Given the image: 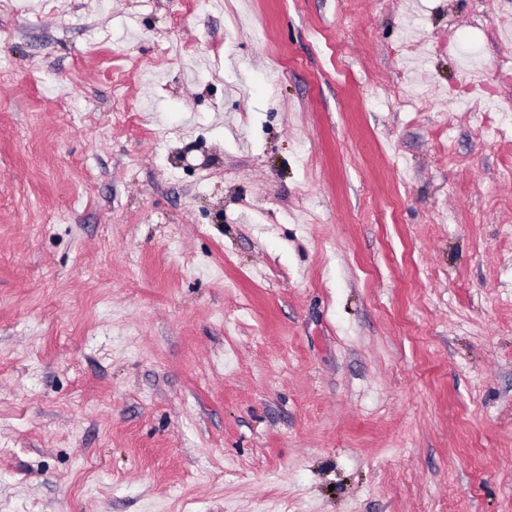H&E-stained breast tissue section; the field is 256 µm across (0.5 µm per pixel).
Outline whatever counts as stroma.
Instances as JSON below:
<instances>
[{"label": "stroma", "mask_w": 512, "mask_h": 512, "mask_svg": "<svg viewBox=\"0 0 512 512\" xmlns=\"http://www.w3.org/2000/svg\"><path fill=\"white\" fill-rule=\"evenodd\" d=\"M511 25L0 0V512H512Z\"/></svg>", "instance_id": "1"}]
</instances>
